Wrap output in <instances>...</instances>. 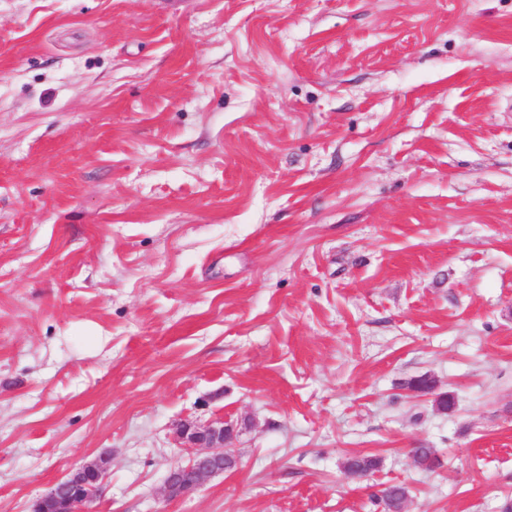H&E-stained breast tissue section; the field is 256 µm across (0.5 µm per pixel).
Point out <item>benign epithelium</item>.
I'll return each mask as SVG.
<instances>
[{"label": "benign epithelium", "instance_id": "obj_1", "mask_svg": "<svg viewBox=\"0 0 512 512\" xmlns=\"http://www.w3.org/2000/svg\"><path fill=\"white\" fill-rule=\"evenodd\" d=\"M181 448L188 452L187 462L170 469L165 488L169 494H189L206 480L224 473V459L234 457L231 444L234 436L232 426L216 420L200 427L185 422L177 430ZM185 472L193 473L189 484L179 482ZM105 462L83 465L57 480L38 500L37 506L53 505V512H92L89 504L94 502L106 488Z\"/></svg>", "mask_w": 512, "mask_h": 512}]
</instances>
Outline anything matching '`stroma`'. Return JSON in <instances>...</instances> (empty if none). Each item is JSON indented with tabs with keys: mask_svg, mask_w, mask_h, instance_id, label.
<instances>
[{
	"mask_svg": "<svg viewBox=\"0 0 512 512\" xmlns=\"http://www.w3.org/2000/svg\"><path fill=\"white\" fill-rule=\"evenodd\" d=\"M101 455L94 512H502L512 0H0V512ZM180 447L188 452L185 464L170 469L165 488L170 495L189 494L198 489L206 480L224 473V459H235L231 450L234 429L216 420L200 427L193 422H185L177 430ZM193 473L189 484L179 482L182 473ZM381 464V459L373 455H354L348 458L344 464V474L347 478L357 479L367 473L376 470Z\"/></svg>",
	"mask_w": 512,
	"mask_h": 512,
	"instance_id": "obj_1",
	"label": "stroma"
}]
</instances>
